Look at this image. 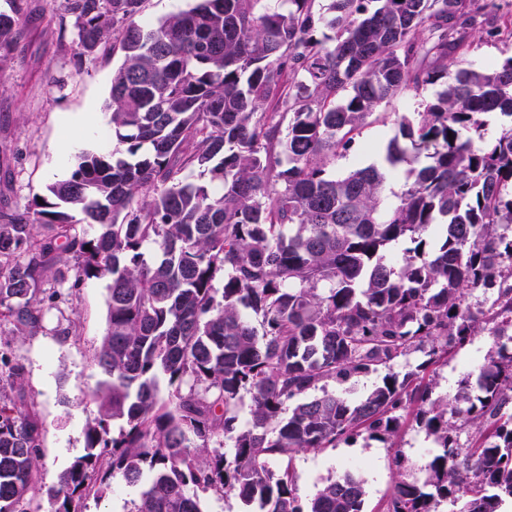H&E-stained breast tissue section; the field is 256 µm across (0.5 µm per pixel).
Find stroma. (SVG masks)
Here are the masks:
<instances>
[{
	"mask_svg": "<svg viewBox=\"0 0 512 512\" xmlns=\"http://www.w3.org/2000/svg\"><path fill=\"white\" fill-rule=\"evenodd\" d=\"M495 4L504 19L502 33L478 42L466 59L468 68L512 55V0ZM30 10L18 47L0 68V215L27 211L48 186L68 179L78 152L104 154L114 145L105 104L122 54L78 56L74 34L59 31L62 0H30ZM418 104L400 95L381 105L349 155L337 160V174L376 162L395 132L397 116L417 110ZM107 285L96 278L47 281L46 291H58L64 301L47 309L41 330L15 338L10 324H0V339L9 340L10 351L24 366L22 392L40 419L37 474L45 487L82 453L84 429L96 415L93 392L101 374L93 356L107 329ZM494 348L493 336L482 331L454 350L425 376L433 396H453L463 374ZM435 451L432 440L411 421L392 446L361 436L334 448L302 452L294 460L297 494L309 500L350 468L365 481L363 512H381L395 484L406 475H419ZM398 454L404 458L400 468L394 463Z\"/></svg>",
	"mask_w": 512,
	"mask_h": 512,
	"instance_id": "obj_1",
	"label": "stroma"
}]
</instances>
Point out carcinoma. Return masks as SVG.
Here are the masks:
<instances>
[{
	"label": "carcinoma",
	"mask_w": 512,
	"mask_h": 512,
	"mask_svg": "<svg viewBox=\"0 0 512 512\" xmlns=\"http://www.w3.org/2000/svg\"><path fill=\"white\" fill-rule=\"evenodd\" d=\"M143 2L64 0L78 56L123 53L106 102L116 147L77 154L70 178L0 224V321L16 335L42 328L49 277L110 279L97 414L49 512H83L117 477L141 487L132 512H201L206 493L252 512H362L355 473L304 503L290 467L271 464L396 437L411 412L440 451L383 512H499L512 500V124L488 138L484 116L512 119V56L463 67L476 33L500 34L497 15L484 0H332L326 14L315 0H195L143 24ZM28 14V0L0 12V67ZM429 86L380 162L336 175L383 103ZM75 210L94 237L71 234ZM405 240L396 268L386 253ZM481 288L494 297L474 308ZM482 330L507 341L450 399L394 371L416 351L425 368L445 362ZM379 371L359 400L328 390ZM22 375L1 350L0 512H31L40 493ZM243 392L252 422L238 430Z\"/></svg>",
	"instance_id": "cac0c4a2"
}]
</instances>
